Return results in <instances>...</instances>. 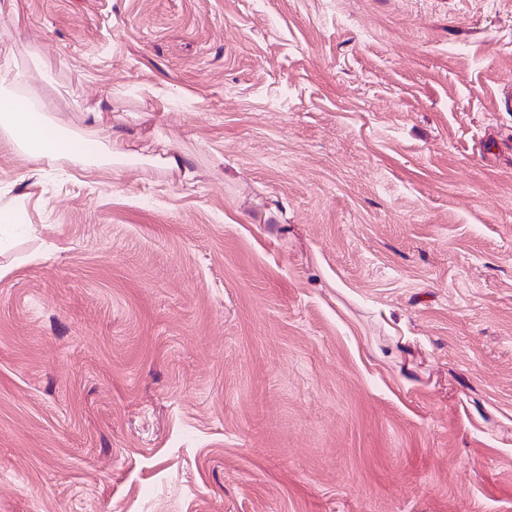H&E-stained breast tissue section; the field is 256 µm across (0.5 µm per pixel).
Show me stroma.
I'll return each instance as SVG.
<instances>
[{
  "mask_svg": "<svg viewBox=\"0 0 512 512\" xmlns=\"http://www.w3.org/2000/svg\"><path fill=\"white\" fill-rule=\"evenodd\" d=\"M15 70L135 155L0 133V512H512V0H0Z\"/></svg>",
  "mask_w": 512,
  "mask_h": 512,
  "instance_id": "obj_1",
  "label": "stroma"
}]
</instances>
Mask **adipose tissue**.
<instances>
[{"label":"adipose tissue","mask_w":512,"mask_h":512,"mask_svg":"<svg viewBox=\"0 0 512 512\" xmlns=\"http://www.w3.org/2000/svg\"><path fill=\"white\" fill-rule=\"evenodd\" d=\"M36 97L27 72L18 71L0 79V130L23 148L36 165L51 166L63 157L79 158L86 167L126 165L130 155L128 134L105 128L100 150L91 154L81 152L70 129L36 110Z\"/></svg>","instance_id":"obj_1"}]
</instances>
